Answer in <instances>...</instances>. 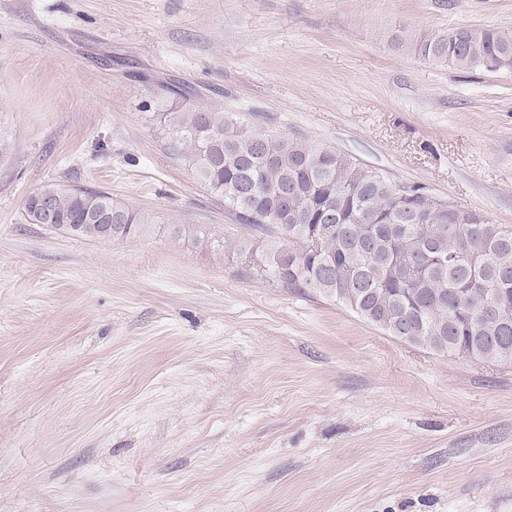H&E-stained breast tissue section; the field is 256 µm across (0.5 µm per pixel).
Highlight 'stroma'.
Instances as JSON below:
<instances>
[{
	"mask_svg": "<svg viewBox=\"0 0 512 512\" xmlns=\"http://www.w3.org/2000/svg\"><path fill=\"white\" fill-rule=\"evenodd\" d=\"M512 0H0V512H512V364L402 343L262 273L161 85L512 226ZM48 184L142 232L24 219ZM412 47L422 58L457 70L512 65V35L481 27H462L421 36ZM44 199L58 217L51 228L61 234L92 240H123L137 235L144 223L140 214L112 194L81 187L49 184L29 195L25 219L29 224H47L35 203Z\"/></svg>",
	"mask_w": 512,
	"mask_h": 512,
	"instance_id": "stroma-1",
	"label": "stroma"
}]
</instances>
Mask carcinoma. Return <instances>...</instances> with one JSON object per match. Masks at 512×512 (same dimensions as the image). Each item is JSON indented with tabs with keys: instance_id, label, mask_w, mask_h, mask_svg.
<instances>
[{
	"instance_id": "carcinoma-1",
	"label": "carcinoma",
	"mask_w": 512,
	"mask_h": 512,
	"mask_svg": "<svg viewBox=\"0 0 512 512\" xmlns=\"http://www.w3.org/2000/svg\"><path fill=\"white\" fill-rule=\"evenodd\" d=\"M422 58L457 70L512 65V35L481 27L422 36ZM172 155L187 157L239 224L264 243L263 271L349 308L387 335L448 357L512 363V228L420 187L393 185L348 156L275 139L232 112L167 104L157 113ZM92 240L141 231L140 214L112 194L49 184L29 195L26 221Z\"/></svg>"
}]
</instances>
